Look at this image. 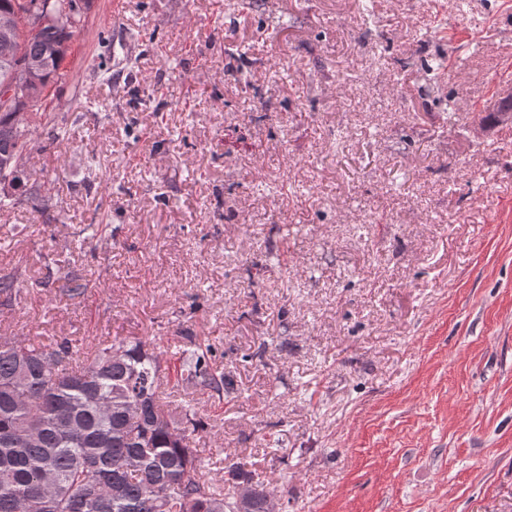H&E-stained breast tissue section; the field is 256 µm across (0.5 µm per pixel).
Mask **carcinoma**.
Here are the masks:
<instances>
[{
  "instance_id": "cac0c4a2",
  "label": "carcinoma",
  "mask_w": 512,
  "mask_h": 512,
  "mask_svg": "<svg viewBox=\"0 0 512 512\" xmlns=\"http://www.w3.org/2000/svg\"><path fill=\"white\" fill-rule=\"evenodd\" d=\"M36 0H0V17L24 14ZM59 26L21 27L15 52L0 55V87L26 57L42 61L40 88L65 77L63 63L84 27L89 0H52ZM0 109V207L25 186L24 159L37 130ZM512 121V98L477 119ZM21 273L0 275V297L12 300ZM63 295H85L80 274L61 276ZM212 351L194 343L181 351L172 388L193 386L224 401L230 376L213 368ZM167 354L139 339L102 344L82 355L76 341L0 336V512H273V500L229 464L214 479L193 448L197 411L176 410L162 397Z\"/></svg>"
}]
</instances>
